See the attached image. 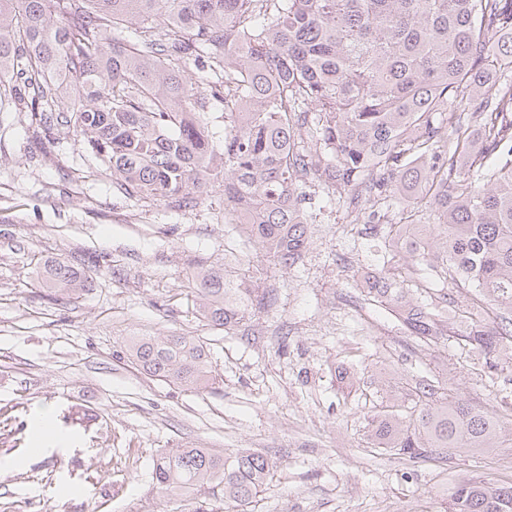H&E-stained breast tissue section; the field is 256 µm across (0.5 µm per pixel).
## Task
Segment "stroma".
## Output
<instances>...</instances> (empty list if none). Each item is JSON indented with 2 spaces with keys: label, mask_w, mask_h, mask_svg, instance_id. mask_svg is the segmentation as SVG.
<instances>
[{
  "label": "stroma",
  "mask_w": 512,
  "mask_h": 512,
  "mask_svg": "<svg viewBox=\"0 0 512 512\" xmlns=\"http://www.w3.org/2000/svg\"><path fill=\"white\" fill-rule=\"evenodd\" d=\"M224 189L198 205L126 197L73 136L28 132L0 110V512H240L168 496L153 463L168 448L250 450L273 471L241 512H446L469 477L512 485V349L489 358L460 337L428 345L356 285L368 272L409 289L470 297L404 253L384 260L370 213L352 219L316 190L304 255L282 268L224 221ZM73 264L85 288H44V261ZM223 268L266 296L239 324L195 314L198 267ZM195 336L216 379L192 392L128 362L132 336ZM445 375L449 398L493 414L500 447H369L382 384ZM75 448L30 456L40 409Z\"/></svg>",
  "instance_id": "1"
}]
</instances>
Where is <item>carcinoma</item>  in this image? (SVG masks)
I'll return each instance as SVG.
<instances>
[{
    "instance_id": "1",
    "label": "carcinoma",
    "mask_w": 512,
    "mask_h": 512,
    "mask_svg": "<svg viewBox=\"0 0 512 512\" xmlns=\"http://www.w3.org/2000/svg\"><path fill=\"white\" fill-rule=\"evenodd\" d=\"M5 99L33 135L77 137L120 194L187 208L224 186V218L285 268L307 242L314 176L352 211L376 208L390 247L475 289L458 313L472 349L489 357L512 338V0H0ZM218 105L220 145L204 122ZM36 277L84 288L66 262ZM368 293L426 342L450 332L408 288ZM263 301L222 269L196 272L193 307L213 326ZM126 353L170 384H215L193 336H133ZM392 389L413 406L376 413L371 447H498L499 423L434 381ZM272 469L256 452L169 448L153 475L171 496L243 507ZM448 512H512V486L465 479Z\"/></svg>"
}]
</instances>
